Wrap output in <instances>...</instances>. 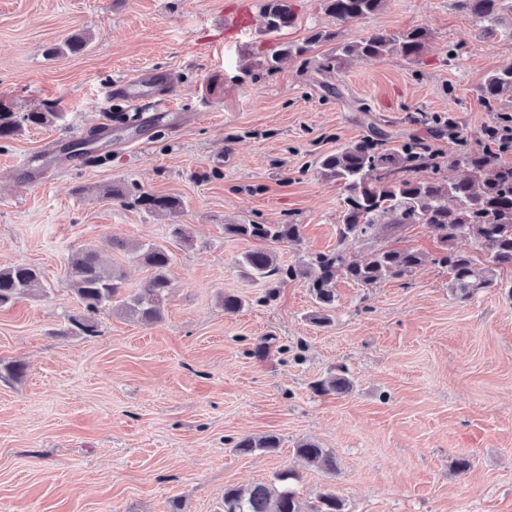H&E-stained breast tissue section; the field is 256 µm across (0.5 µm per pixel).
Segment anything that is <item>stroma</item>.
I'll return each mask as SVG.
<instances>
[{
    "label": "stroma",
    "mask_w": 512,
    "mask_h": 512,
    "mask_svg": "<svg viewBox=\"0 0 512 512\" xmlns=\"http://www.w3.org/2000/svg\"><path fill=\"white\" fill-rule=\"evenodd\" d=\"M243 0H0V106L59 113L0 140V268H39L45 288L0 309V361L25 374L0 378V512H224V490L274 482L290 469L310 512L323 489L343 512H512V299L502 287L456 299L438 243L415 226L399 239L426 261L405 281L363 288L341 278L329 325L311 323L305 280H286L263 303L237 258L262 241L229 238L228 224H298L300 242L275 246L281 265L335 250L343 191L319 155L359 141L360 105L387 130L423 139L440 156L446 132L411 123L454 111L471 143L496 115L480 86L512 63V16L495 35L453 0H384L340 25L324 0H290L292 26L265 31L254 12L236 40L224 24ZM427 33L418 60L392 53L334 65L313 46L273 72L261 53L302 44L311 31L356 41L382 30ZM83 34L85 51L49 49ZM456 56H449V49ZM170 74L174 113L148 121L151 100L127 104L144 121L113 124L99 159L57 157L36 178L21 160L49 141L90 137L117 104L107 92L139 71ZM137 185L184 203L155 214L107 199ZM188 225L194 247L172 240ZM157 243L172 255L163 317L146 324L102 314L96 336L67 334L81 306L67 286L71 256L93 248L131 288L147 269L113 241ZM243 299L234 314L221 298ZM346 366L352 389L320 396L314 382ZM273 434V453L233 443ZM313 440L336 456L329 475L298 458ZM466 456L471 468L456 473Z\"/></svg>",
    "instance_id": "obj_1"
}]
</instances>
